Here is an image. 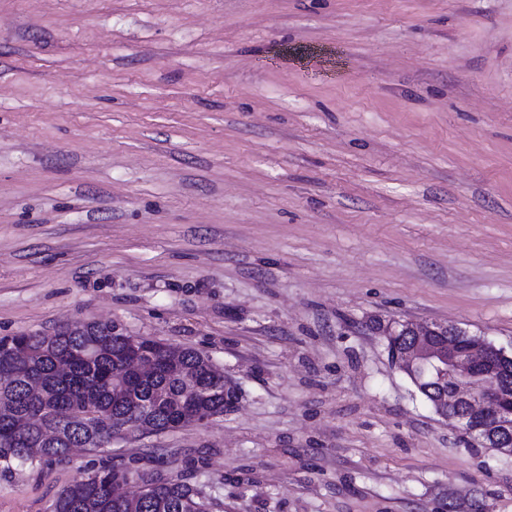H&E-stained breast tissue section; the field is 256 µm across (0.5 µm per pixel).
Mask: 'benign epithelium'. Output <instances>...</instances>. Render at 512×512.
<instances>
[{
	"label": "benign epithelium",
	"instance_id": "obj_1",
	"mask_svg": "<svg viewBox=\"0 0 512 512\" xmlns=\"http://www.w3.org/2000/svg\"><path fill=\"white\" fill-rule=\"evenodd\" d=\"M383 334L414 338L396 358V366L413 384L428 372L454 376L456 386L449 399L464 404V410L453 417L464 437L472 438L479 431V443L486 447H512L511 354L454 324L420 328L411 321L393 319L385 324Z\"/></svg>",
	"mask_w": 512,
	"mask_h": 512
}]
</instances>
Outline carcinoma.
<instances>
[{"label":"carcinoma","instance_id":"carcinoma-1","mask_svg":"<svg viewBox=\"0 0 512 512\" xmlns=\"http://www.w3.org/2000/svg\"><path fill=\"white\" fill-rule=\"evenodd\" d=\"M127 341L107 326L60 328L51 334L0 338V461L19 465L58 464L72 448L110 446L114 430L137 427L143 403L164 421L186 423L224 413V377L202 352L181 349L178 362L141 337L153 359L143 378L125 368ZM100 413L95 428L83 416ZM141 482L146 491L115 496L112 485ZM203 491L180 479L104 463L65 486L51 512H210Z\"/></svg>","mask_w":512,"mask_h":512}]
</instances>
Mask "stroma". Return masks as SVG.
I'll list each match as a JSON object with an SVG mask.
<instances>
[{
	"mask_svg": "<svg viewBox=\"0 0 512 512\" xmlns=\"http://www.w3.org/2000/svg\"><path fill=\"white\" fill-rule=\"evenodd\" d=\"M512 352V0H0V337L115 321L239 389L207 426L0 467L212 512H512L374 321ZM129 479L140 481L146 491L133 497L112 494V485ZM137 485L139 490L141 485ZM51 509V512H210L211 503L201 489L183 480L108 462L65 486Z\"/></svg>",
	"mask_w": 512,
	"mask_h": 512,
	"instance_id": "1",
	"label": "stroma"
}]
</instances>
